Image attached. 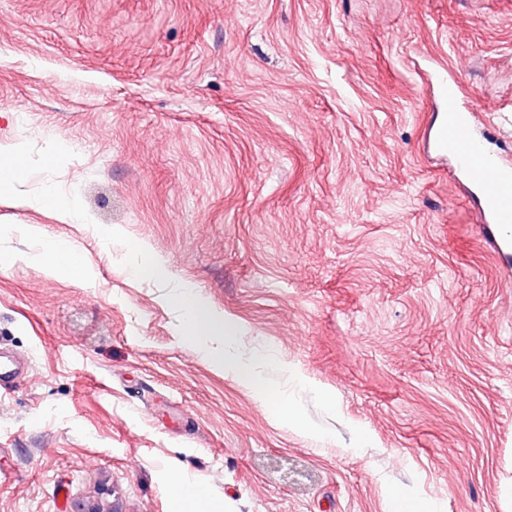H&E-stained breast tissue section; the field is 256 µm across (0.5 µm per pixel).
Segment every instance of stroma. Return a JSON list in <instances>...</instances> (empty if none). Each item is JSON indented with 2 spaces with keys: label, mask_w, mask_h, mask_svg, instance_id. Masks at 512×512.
I'll use <instances>...</instances> for the list:
<instances>
[{
  "label": "stroma",
  "mask_w": 512,
  "mask_h": 512,
  "mask_svg": "<svg viewBox=\"0 0 512 512\" xmlns=\"http://www.w3.org/2000/svg\"><path fill=\"white\" fill-rule=\"evenodd\" d=\"M442 69L512 163V0H0V512H178L175 475L222 512H512V254L427 150ZM184 284L232 343L183 342ZM20 154L16 152L0 151V193H10L16 183L24 178V170L19 165L18 159ZM43 203L50 208L55 209L63 218L70 222H81L85 219L84 215L76 209L68 200L59 196L53 191H48L43 197ZM44 259L53 269L66 273L72 279H82L84 270L77 261L73 248L65 242H53L44 252ZM221 365H224V369H230L236 371L238 375L246 381L248 384L257 389L264 396L272 395L270 387L266 386L260 378L251 369L238 366L232 359L224 354L220 358Z\"/></svg>",
  "instance_id": "stroma-1"
}]
</instances>
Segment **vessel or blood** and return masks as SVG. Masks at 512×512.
Here are the masks:
<instances>
[{
  "label": "vessel or blood",
  "instance_id": "vessel-or-blood-1",
  "mask_svg": "<svg viewBox=\"0 0 512 512\" xmlns=\"http://www.w3.org/2000/svg\"><path fill=\"white\" fill-rule=\"evenodd\" d=\"M440 88L447 117L430 130L435 152L452 159L465 177L482 222L503 231L511 229L512 165L494 154L475 132L469 112L458 102L456 84L444 81Z\"/></svg>",
  "mask_w": 512,
  "mask_h": 512
}]
</instances>
